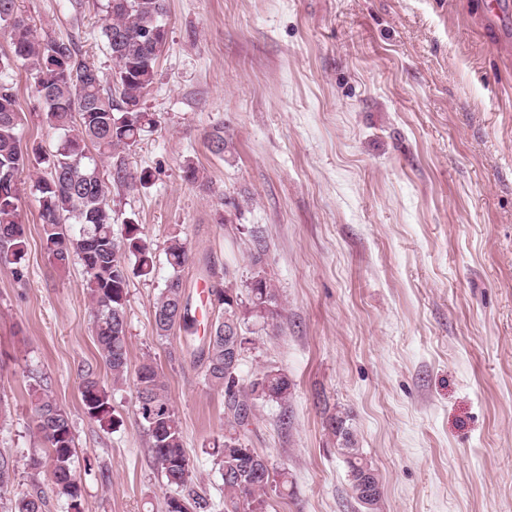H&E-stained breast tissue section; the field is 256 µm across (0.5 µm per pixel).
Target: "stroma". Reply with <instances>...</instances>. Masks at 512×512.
I'll list each match as a JSON object with an SVG mask.
<instances>
[{
	"mask_svg": "<svg viewBox=\"0 0 512 512\" xmlns=\"http://www.w3.org/2000/svg\"><path fill=\"white\" fill-rule=\"evenodd\" d=\"M36 35L80 42L112 89L104 14L70 0H18ZM168 39L143 107L155 124L119 158L149 185H110L122 232L135 219L156 255L131 277L129 372L152 360L179 417L200 492L224 512V394L207 387L198 337L157 336L165 248L186 239L197 267L248 280L252 231L279 295L255 326L240 383L275 369L288 401L256 400L244 428L287 494L269 512H363L339 449L352 440L381 484L374 512H512V14L487 0H167ZM25 143L55 134L22 65ZM223 126L232 145L212 154ZM193 163L203 185L183 178ZM34 170H24L20 271L0 265V454L14 494L50 489L32 468L30 391L70 414L83 512H165L170 493L136 414L133 383L112 391L115 422L84 411L83 370L103 373L84 268L42 247ZM342 425L333 432L329 419ZM45 512H65L49 496Z\"/></svg>",
	"mask_w": 512,
	"mask_h": 512,
	"instance_id": "obj_1",
	"label": "stroma"
}]
</instances>
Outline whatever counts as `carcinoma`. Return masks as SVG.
<instances>
[{"label":"carcinoma","mask_w":512,"mask_h":512,"mask_svg":"<svg viewBox=\"0 0 512 512\" xmlns=\"http://www.w3.org/2000/svg\"><path fill=\"white\" fill-rule=\"evenodd\" d=\"M105 22L100 36L112 56L113 84L120 103L104 92L102 72L86 58L82 46L73 41L41 40L17 8V0H0V33L7 35L11 55L0 56V74L11 63L23 65L44 108L46 124L62 133L54 151L23 148L19 134L17 93L12 83L0 79V263L18 266L25 257V228L18 210L19 182L31 161L46 164V175L37 179L42 245L52 266L67 269L73 259L81 261L86 289L94 308V339L101 364L112 377V387L127 381L129 351L126 308L130 275L149 277L156 256L141 237L139 224L123 221L124 233L116 238L115 217L107 203L108 186L101 176L98 159L110 158L128 149L153 126L152 113L143 110L144 97L156 78V65L167 42L165 0H105ZM207 146L215 155L224 154L229 138L224 128L207 135ZM94 148L97 156L89 154ZM112 181L126 188L145 185L151 172L113 166ZM78 231H72L73 225ZM170 274L153 305L157 335L175 329L192 330L190 298L186 296L185 270L193 257L186 241L170 237L165 249ZM210 285V305L217 311L199 363L205 384L225 396V408L233 421L217 448L224 483V512H268L269 491L288 488V471L273 473L267 459L249 447L238 428L247 423L254 404L249 396L276 402L288 400L291 382L278 370L264 371L249 384L246 394L236 387L242 356L252 340L246 336L250 321L276 319L279 301L262 271L240 286L229 279ZM137 415L148 432L154 461L174 488L166 500V512H211L209 500L199 493L192 479L178 416L167 386L155 366L145 361L137 372ZM80 393L85 412L101 423H113L110 391L97 374L82 376ZM35 434L44 455L31 459L35 469L50 473V491L66 506V512H82V486L72 466L74 439L69 414L52 395L48 385L31 390ZM350 468L352 495L361 500L356 475L370 465L360 449H341ZM14 465L0 454V500L10 493ZM46 498L40 493L11 502L10 512H45Z\"/></svg>","instance_id":"cac0c4a2"}]
</instances>
